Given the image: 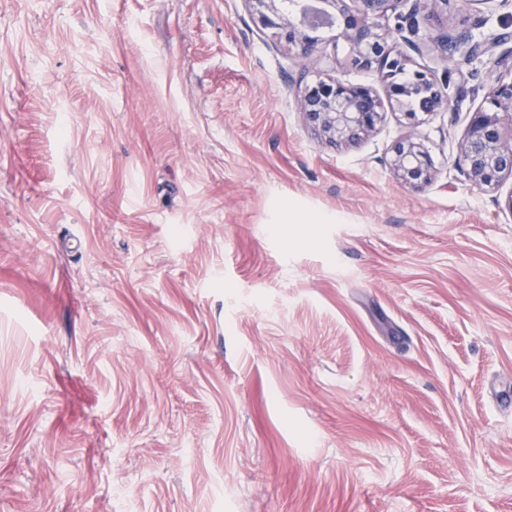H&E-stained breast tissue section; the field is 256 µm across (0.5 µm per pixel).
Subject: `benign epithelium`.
<instances>
[{
	"label": "benign epithelium",
	"mask_w": 512,
	"mask_h": 512,
	"mask_svg": "<svg viewBox=\"0 0 512 512\" xmlns=\"http://www.w3.org/2000/svg\"><path fill=\"white\" fill-rule=\"evenodd\" d=\"M262 26L273 37L300 50L304 56L316 51V41L308 34L313 26L331 25L338 18V37L350 45L345 62L355 68L385 73L388 96L392 106L411 125L423 117L451 107L453 95L465 84V78L452 83L436 74L409 67L402 44H414L424 22L437 18L447 0H415L405 14L399 12L404 0H324L335 9V15L318 9L310 0H292L293 7H284V0H246ZM398 20L390 28L389 15ZM509 35L501 33L482 43L448 37L438 39L443 48L465 57L493 55L505 45ZM499 54V53H497ZM512 57V50L499 58ZM299 104L310 123L327 140L336 145L358 143L380 121L382 102L366 86H349L329 74H320L298 92ZM490 108L472 113L466 133L459 145L457 161L468 181L477 188L498 185L512 177V137L506 138L504 120L512 121V80L498 81L487 92ZM391 167L404 184L422 188L432 179L433 160L421 139L408 136L393 148Z\"/></svg>",
	"instance_id": "obj_1"
}]
</instances>
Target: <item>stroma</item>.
I'll return each instance as SVG.
<instances>
[{
	"mask_svg": "<svg viewBox=\"0 0 512 512\" xmlns=\"http://www.w3.org/2000/svg\"><path fill=\"white\" fill-rule=\"evenodd\" d=\"M509 31L448 0L405 52ZM316 37L247 0H0V512H512V178L456 165L512 67L336 146L299 87L386 81ZM390 165L395 176L406 185L422 188L431 182L433 160L418 137L407 136L398 141Z\"/></svg>",
	"mask_w": 512,
	"mask_h": 512,
	"instance_id": "obj_1",
	"label": "stroma"
}]
</instances>
